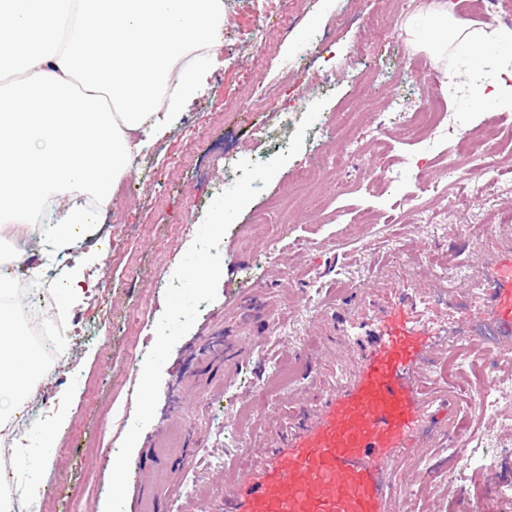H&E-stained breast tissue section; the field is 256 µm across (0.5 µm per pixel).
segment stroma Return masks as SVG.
I'll use <instances>...</instances> for the list:
<instances>
[{"instance_id":"35a3bbf8","label":"stroma","mask_w":512,"mask_h":512,"mask_svg":"<svg viewBox=\"0 0 512 512\" xmlns=\"http://www.w3.org/2000/svg\"><path fill=\"white\" fill-rule=\"evenodd\" d=\"M431 2L224 0V46L205 73L204 91L186 103L171 132L143 148L110 200L104 237L86 239L74 253L86 289L73 300L70 333L58 345L78 377L48 385L49 419L63 426L59 449L48 459L36 448L12 458L16 480L35 478L50 512H104L113 456L134 419L148 336L211 203L210 181L226 176L225 155L266 162L279 153L276 141L294 134L280 128L273 104L298 94L326 101L302 150L220 244L217 297L200 303L193 327L174 346L155 415L133 451L151 468L152 483L128 491L124 512H220L218 463L243 460L257 418H287L292 391L315 405L334 366L354 363L355 353L330 326H309L314 306L338 298L346 284L364 280L380 263L402 281L403 260L416 250L434 260L458 254L469 274L482 275L489 255L512 247V107L472 112L468 80L456 74L460 62L413 48L404 25ZM324 34L334 57L319 42ZM429 95L446 99L457 116L445 134L421 138L385 108L395 99L406 110ZM352 110L360 113L361 151L336 170L329 161L343 146L341 127ZM485 122L499 127L500 165L487 172L476 198L470 159H462L452 184L441 166ZM315 166L326 167V175L313 195L300 193L297 174ZM389 167L392 181L373 187L372 172ZM418 204L434 209L437 222H409ZM364 208L377 211L378 223H357ZM259 212L266 223H254ZM231 329L259 342L233 372L206 351ZM297 359L304 368L288 391L269 390L270 363ZM446 377L465 391L463 436L489 437L484 450L494 474L462 468L447 436H435L416 466L422 487L409 512H476L483 497L494 512H512V404L491 417L473 400L490 377L512 388V352L470 351Z\"/></svg>"}]
</instances>
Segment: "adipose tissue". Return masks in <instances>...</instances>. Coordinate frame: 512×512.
I'll list each match as a JSON object with an SVG mask.
<instances>
[{
    "instance_id": "adipose-tissue-1",
    "label": "adipose tissue",
    "mask_w": 512,
    "mask_h": 512,
    "mask_svg": "<svg viewBox=\"0 0 512 512\" xmlns=\"http://www.w3.org/2000/svg\"><path fill=\"white\" fill-rule=\"evenodd\" d=\"M412 42L436 59L460 57L475 111L512 98V67L480 73L512 29L456 17L438 0L413 19ZM224 44V0H0V223L39 233L45 252L77 250L98 222L85 194L106 202L145 144L176 122L203 88ZM57 216L37 222L48 198ZM20 305L0 303V427L13 422L45 371L20 343Z\"/></svg>"
}]
</instances>
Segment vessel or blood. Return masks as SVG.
<instances>
[{"label": "vessel or blood", "instance_id": "b4317fda", "mask_svg": "<svg viewBox=\"0 0 512 512\" xmlns=\"http://www.w3.org/2000/svg\"><path fill=\"white\" fill-rule=\"evenodd\" d=\"M450 296L488 297V326L499 346L512 343V251L492 260L486 277H449L435 265ZM328 314L358 353L354 370L334 375L314 414L297 412L277 438L246 450L224 468L221 512H406L413 486L403 466L420 455L437 429H459L447 390L438 388L441 353L474 348L478 332L467 315L447 336L429 301L415 288L395 291L366 318L336 303Z\"/></svg>", "mask_w": 512, "mask_h": 512}]
</instances>
